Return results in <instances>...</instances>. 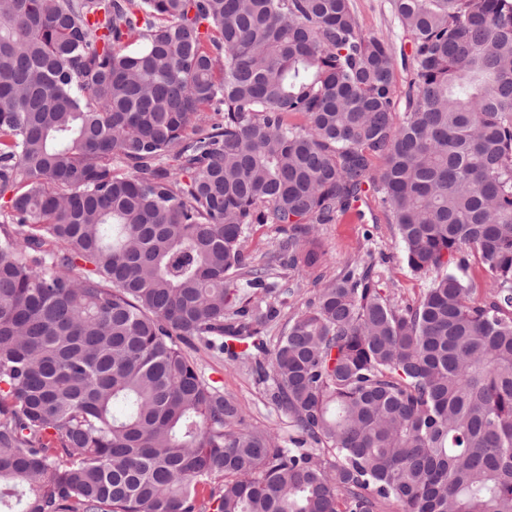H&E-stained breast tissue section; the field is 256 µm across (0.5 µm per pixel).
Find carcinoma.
<instances>
[{
  "instance_id": "obj_1",
  "label": "carcinoma",
  "mask_w": 512,
  "mask_h": 512,
  "mask_svg": "<svg viewBox=\"0 0 512 512\" xmlns=\"http://www.w3.org/2000/svg\"><path fill=\"white\" fill-rule=\"evenodd\" d=\"M394 2L398 125L350 0H0V512H512V0ZM368 186L414 306L318 274ZM290 271L318 289L270 352ZM277 224H252L246 232L245 248L253 255H262L275 249L284 232ZM185 350L195 359L206 379L240 401L250 427L272 430L279 434L284 445H288L291 434L288 418L269 403L264 385L250 366L229 361L224 354L208 351L200 345L198 350Z\"/></svg>"
}]
</instances>
